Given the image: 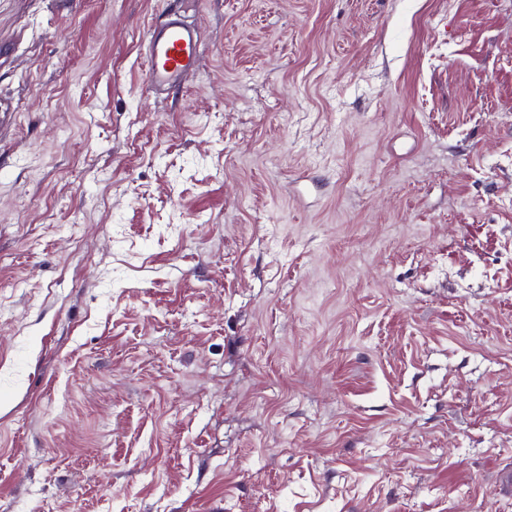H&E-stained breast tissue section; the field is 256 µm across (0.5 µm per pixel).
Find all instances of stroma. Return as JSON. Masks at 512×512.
Instances as JSON below:
<instances>
[{"label": "stroma", "mask_w": 512, "mask_h": 512, "mask_svg": "<svg viewBox=\"0 0 512 512\" xmlns=\"http://www.w3.org/2000/svg\"><path fill=\"white\" fill-rule=\"evenodd\" d=\"M0 97V512H512V0H0ZM201 51L200 36L176 12H169L158 28L147 37L148 77L153 87L179 86L195 65Z\"/></svg>", "instance_id": "obj_1"}]
</instances>
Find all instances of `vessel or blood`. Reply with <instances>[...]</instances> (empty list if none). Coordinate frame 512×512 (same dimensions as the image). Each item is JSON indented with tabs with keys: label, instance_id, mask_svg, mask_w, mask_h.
Masks as SVG:
<instances>
[{
	"label": "vessel or blood",
	"instance_id": "obj_1",
	"mask_svg": "<svg viewBox=\"0 0 512 512\" xmlns=\"http://www.w3.org/2000/svg\"><path fill=\"white\" fill-rule=\"evenodd\" d=\"M201 51L198 33L171 12L147 37L148 77L152 86H179L184 75L195 65Z\"/></svg>",
	"mask_w": 512,
	"mask_h": 512
}]
</instances>
